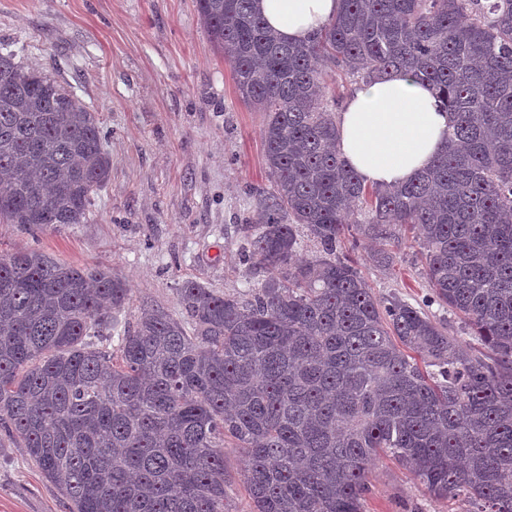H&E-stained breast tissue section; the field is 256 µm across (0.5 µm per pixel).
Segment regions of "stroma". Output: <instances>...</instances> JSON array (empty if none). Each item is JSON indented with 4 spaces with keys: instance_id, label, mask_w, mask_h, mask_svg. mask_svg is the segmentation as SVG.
<instances>
[{
    "instance_id": "35a3bbf8",
    "label": "stroma",
    "mask_w": 512,
    "mask_h": 512,
    "mask_svg": "<svg viewBox=\"0 0 512 512\" xmlns=\"http://www.w3.org/2000/svg\"><path fill=\"white\" fill-rule=\"evenodd\" d=\"M0 48L44 68L99 119L112 156L107 184L86 223H0V251L38 249L123 278L133 322L141 299L180 315L177 286L196 279L238 294L263 272L239 256L238 224L272 188L262 151L263 117L244 104L194 0H0ZM380 297L397 296L456 325L432 304L410 244L388 268L354 255ZM363 512H466L458 496L430 497L405 466L384 459ZM0 512H70L59 488L0 431Z\"/></svg>"
}]
</instances>
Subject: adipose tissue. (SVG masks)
Listing matches in <instances>:
<instances>
[{
    "label": "adipose tissue",
    "mask_w": 512,
    "mask_h": 512,
    "mask_svg": "<svg viewBox=\"0 0 512 512\" xmlns=\"http://www.w3.org/2000/svg\"><path fill=\"white\" fill-rule=\"evenodd\" d=\"M341 0H257L269 26L301 40L340 11ZM455 120L432 87L398 72L354 85L336 114L337 151L367 185L413 181L441 152Z\"/></svg>",
    "instance_id": "obj_1"
}]
</instances>
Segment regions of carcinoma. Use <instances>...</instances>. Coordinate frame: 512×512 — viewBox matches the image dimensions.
Instances as JSON below:
<instances>
[{
  "label": "carcinoma",
  "instance_id": "cac0c4a2",
  "mask_svg": "<svg viewBox=\"0 0 512 512\" xmlns=\"http://www.w3.org/2000/svg\"><path fill=\"white\" fill-rule=\"evenodd\" d=\"M244 102L263 113L272 190L241 224L260 286L188 278L184 317L126 282L37 251L0 253V428L70 512H229L224 449L254 512H361L370 468L412 465L430 496L512 512V0H342L302 41L255 0H194ZM410 72L457 116L410 183L367 186L336 152V86ZM112 160L99 120L49 73L0 53V222L82 224ZM319 246L297 258L299 228ZM413 234L434 301L485 351L338 252Z\"/></svg>",
  "mask_w": 512,
  "mask_h": 512
}]
</instances>
